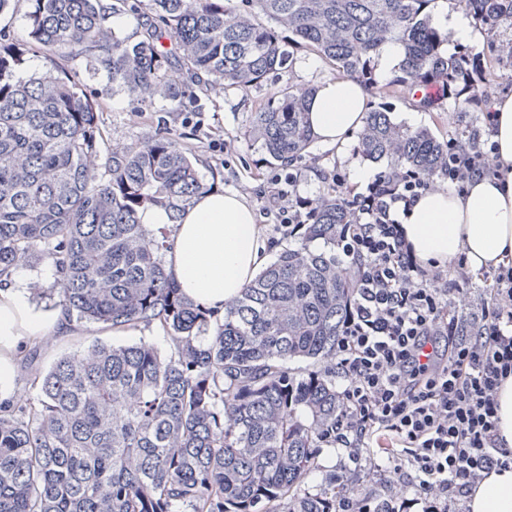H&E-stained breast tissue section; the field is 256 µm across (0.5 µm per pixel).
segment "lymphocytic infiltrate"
<instances>
[{
  "label": "lymphocytic infiltrate",
  "mask_w": 512,
  "mask_h": 512,
  "mask_svg": "<svg viewBox=\"0 0 512 512\" xmlns=\"http://www.w3.org/2000/svg\"><path fill=\"white\" fill-rule=\"evenodd\" d=\"M495 145L448 148L441 177L465 190L495 177ZM296 176L274 175L266 213L280 232L306 223L311 202L291 196ZM429 181L377 176L353 195L355 221L339 232L355 292L336 339V424L321 442L341 448L355 470L392 475L386 494L346 490L335 512H469L492 472L512 467L499 430L498 392L512 377V255L476 269L488 286L480 323L462 338L452 268L421 261L403 219Z\"/></svg>",
  "instance_id": "lymphocytic-infiltrate-1"
}]
</instances>
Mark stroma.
I'll return each mask as SVG.
<instances>
[{"label":"stroma","mask_w":512,"mask_h":512,"mask_svg":"<svg viewBox=\"0 0 512 512\" xmlns=\"http://www.w3.org/2000/svg\"><path fill=\"white\" fill-rule=\"evenodd\" d=\"M476 39L468 45L451 40L445 44L448 53L462 50L476 53L496 63L498 76L484 86V103L468 111H460L453 98L442 95L434 109L420 107L414 100L386 95L392 74L376 72L377 86L367 93L369 109L387 107L397 123L417 128L425 127L440 138L454 140L475 128H485V111L494 108L500 98L512 94V60L501 58L499 46L512 40V28L503 27L497 36H490L483 27H476ZM76 79L102 100L99 122L104 131L103 154H110L113 144H132L140 140L151 120L165 119L171 129L183 133L192 149L196 167L208 187L243 194L253 211H260L268 194L269 178L277 166L266 162L264 155L250 146L242 130L251 112L266 98L274 86L288 82L316 86L331 78L333 72L318 56L299 53L292 70L282 72L249 91L235 89L223 93L202 92L198 109L177 111L164 100L156 101L152 111L136 112L131 99L124 93L113 92L105 72L91 73L85 64H74ZM358 135L350 133L341 145L328 147L314 143L309 157L296 167L297 191L314 199L323 191L322 174L340 176L347 189H361L368 180L380 173L379 165L364 161L357 151Z\"/></svg>","instance_id":"obj_1"}]
</instances>
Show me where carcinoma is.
Instances as JSON below:
<instances>
[{"instance_id":"obj_1","label":"carcinoma","mask_w":512,"mask_h":512,"mask_svg":"<svg viewBox=\"0 0 512 512\" xmlns=\"http://www.w3.org/2000/svg\"><path fill=\"white\" fill-rule=\"evenodd\" d=\"M27 38L0 37V281L37 253L53 262L73 336L163 333L166 348L97 340L39 366L42 341L21 359L37 401L0 405V512H329L336 475L310 488L336 423V337L353 297L336 257V227L354 223L326 174L312 223L224 312L187 297L163 260L171 219L209 191L191 151L168 127L112 149L103 170L102 104L59 61L108 73L138 110L156 99L185 104L197 90L246 92L292 67L294 51L318 55L340 77L373 87L371 59L387 42L404 50L392 87L433 107L430 84H453L458 107L475 104L464 80L474 55H448L431 0H135L136 41L112 27L104 0H28ZM493 34L512 25V0H456ZM49 63L27 80L32 51ZM313 89L281 85L243 132L271 164L293 167L315 141ZM368 161L390 174L432 179L448 142L426 129L368 113L358 136Z\"/></svg>"}]
</instances>
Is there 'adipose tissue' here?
Returning <instances> with one entry per match:
<instances>
[{
  "label": "adipose tissue",
  "instance_id": "ef3b65f1",
  "mask_svg": "<svg viewBox=\"0 0 512 512\" xmlns=\"http://www.w3.org/2000/svg\"><path fill=\"white\" fill-rule=\"evenodd\" d=\"M367 110V96L354 79L320 82L310 105V124L321 143L336 145L356 129ZM496 156L505 176L481 178L465 192L440 186L413 205L404 228L417 255L445 263L465 253L475 266L512 254V96L495 106ZM150 227L171 225L166 269L183 291L202 306L223 309L259 270L268 245L244 197L213 191L200 195L179 219L161 209L140 215ZM33 278L14 270L0 286V399L16 394L17 345L22 337L65 336L69 322L61 309L37 306ZM469 512H512V468L490 474L469 501Z\"/></svg>",
  "mask_w": 512,
  "mask_h": 512
}]
</instances>
